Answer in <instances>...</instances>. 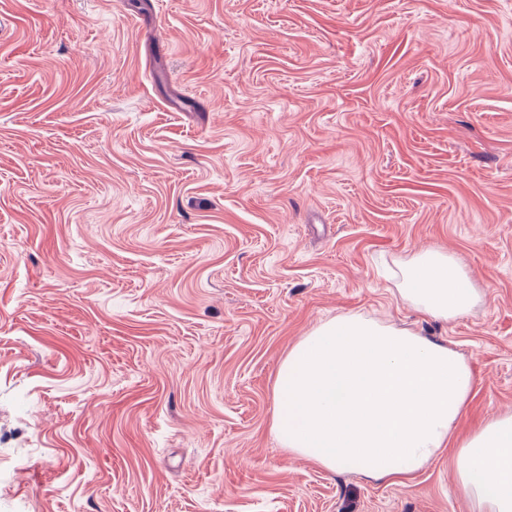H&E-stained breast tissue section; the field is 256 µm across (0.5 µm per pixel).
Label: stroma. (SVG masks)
I'll list each match as a JSON object with an SVG mask.
<instances>
[{
  "mask_svg": "<svg viewBox=\"0 0 512 512\" xmlns=\"http://www.w3.org/2000/svg\"><path fill=\"white\" fill-rule=\"evenodd\" d=\"M479 289L440 322L389 274ZM358 314L448 344L455 431L512 413V0H0V512H472L270 431ZM399 292L420 314L442 321L468 312L479 298L455 260L434 250L423 251L405 264Z\"/></svg>",
  "mask_w": 512,
  "mask_h": 512,
  "instance_id": "obj_1",
  "label": "stroma"
}]
</instances>
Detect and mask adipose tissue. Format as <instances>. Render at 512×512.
Instances as JSON below:
<instances>
[{
    "label": "adipose tissue",
    "instance_id": "1",
    "mask_svg": "<svg viewBox=\"0 0 512 512\" xmlns=\"http://www.w3.org/2000/svg\"><path fill=\"white\" fill-rule=\"evenodd\" d=\"M400 295L442 321L479 298L455 260L434 250L405 264ZM473 385L467 361L448 345L341 315L281 362L271 430L291 454L323 469L401 484L447 448ZM457 464L473 512H512V413L473 427L458 445Z\"/></svg>",
    "mask_w": 512,
    "mask_h": 512
}]
</instances>
